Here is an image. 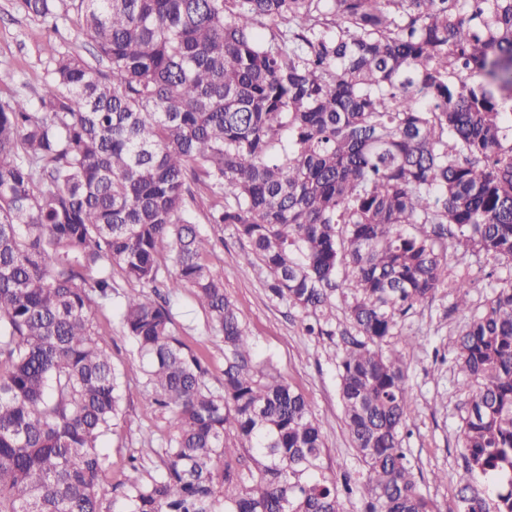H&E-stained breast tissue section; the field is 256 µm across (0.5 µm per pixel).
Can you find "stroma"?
Instances as JSON below:
<instances>
[{
  "instance_id": "35a3bbf8",
  "label": "stroma",
  "mask_w": 512,
  "mask_h": 512,
  "mask_svg": "<svg viewBox=\"0 0 512 512\" xmlns=\"http://www.w3.org/2000/svg\"><path fill=\"white\" fill-rule=\"evenodd\" d=\"M47 36L44 25L20 11L15 0H0V71L7 69L13 75L8 84L0 83L1 96L16 90L21 96L34 98L46 77L48 62L42 47ZM199 227L210 241L205 261L222 276L224 292L253 336L258 358H274L284 378L306 396L319 420L324 442L323 473L336 479L346 472L360 477L363 464L345 426L338 393L337 339L308 334L304 313L270 298L265 269L243 261L242 251L247 244L231 228L204 221ZM453 301L447 289H439L429 304L402 321L400 335L388 343L389 350L401 352L411 389L409 433L403 441L406 462L421 492L439 512H456V476L462 465L458 436L467 400L454 361L455 335L463 317L450 314ZM171 312L176 333L202 357L208 385L219 387L224 345L221 337L208 328L207 316L190 289L172 297ZM93 321L99 331L106 333L107 348L123 381L120 418L101 441L107 475L116 482L123 480L127 458L132 454L142 457L146 472L155 473L162 463L149 443L172 433L171 418L150 406L146 375L122 329L116 306L95 308ZM414 335L421 339L420 348L406 349L404 337ZM437 473L442 474V481H434Z\"/></svg>"
}]
</instances>
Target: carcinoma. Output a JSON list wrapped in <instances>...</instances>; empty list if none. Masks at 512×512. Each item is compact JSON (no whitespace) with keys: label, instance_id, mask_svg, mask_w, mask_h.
<instances>
[{"label":"carcinoma","instance_id":"obj_1","mask_svg":"<svg viewBox=\"0 0 512 512\" xmlns=\"http://www.w3.org/2000/svg\"><path fill=\"white\" fill-rule=\"evenodd\" d=\"M69 11L104 72L44 44L36 102L0 97V512H345L320 471L306 397L255 344L204 261L233 227L269 295L341 336L339 394L363 512H434L402 450L406 366L383 344L448 289L470 399L457 512H512V279L476 309L468 256L512 268V0H17ZM175 273L164 277L159 258ZM163 467L118 485L99 440L122 375L92 312L112 268ZM190 288L222 335L224 377L173 329ZM348 327L333 328L336 305Z\"/></svg>","mask_w":512,"mask_h":512}]
</instances>
